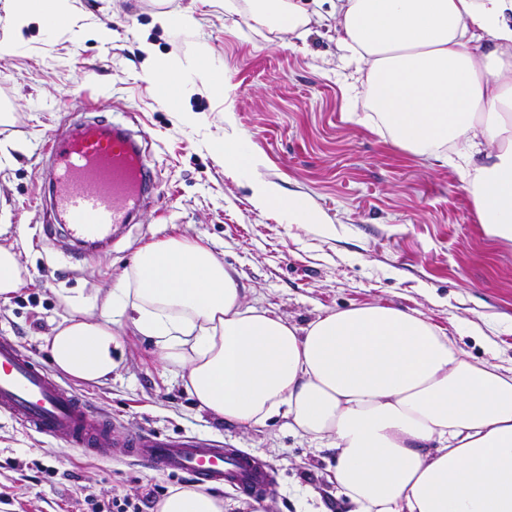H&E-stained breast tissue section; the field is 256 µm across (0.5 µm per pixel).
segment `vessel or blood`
Segmentation results:
<instances>
[{
	"label": "vessel or blood",
	"mask_w": 512,
	"mask_h": 512,
	"mask_svg": "<svg viewBox=\"0 0 512 512\" xmlns=\"http://www.w3.org/2000/svg\"><path fill=\"white\" fill-rule=\"evenodd\" d=\"M56 206L78 245L106 244L115 227L129 223L143 197L148 165L133 137L101 120L47 137ZM45 436L99 458H135L162 473H188L200 485L237 487L250 495L270 490L271 468L222 441L199 436L166 438L154 433L113 437L112 423L36 364L12 338L0 336V412Z\"/></svg>",
	"instance_id": "1"
}]
</instances>
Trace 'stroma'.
I'll use <instances>...</instances> for the list:
<instances>
[{
	"label": "stroma",
	"instance_id": "1",
	"mask_svg": "<svg viewBox=\"0 0 512 512\" xmlns=\"http://www.w3.org/2000/svg\"><path fill=\"white\" fill-rule=\"evenodd\" d=\"M112 41L31 28L0 58V245L13 248L26 283L0 299V335L50 365L46 338L72 297L93 298L118 281L144 245L197 240L249 288L250 300L297 325L328 310L379 301L423 312L474 359L512 366V240L486 234L459 173L397 146L352 113L345 86L355 70L328 23L283 34L251 17L250 0H75ZM191 14L168 29L157 12ZM179 61L187 96L166 108L141 77V40ZM206 60L218 95L197 75ZM104 119L135 133L153 173L148 203L111 247L70 259L74 245L51 203L47 130ZM237 137L255 166L229 173L216 158ZM266 181L301 195L323 216L295 224L251 203ZM124 356L99 384H65L111 417L118 432L202 435L253 455L275 472L269 492L218 488L225 512H352L330 482L334 464L282 422L249 430L199 407L179 370L155 347L124 336ZM121 457L96 458L0 414V512H91L113 500L166 496L190 484Z\"/></svg>",
	"mask_w": 512,
	"mask_h": 512
}]
</instances>
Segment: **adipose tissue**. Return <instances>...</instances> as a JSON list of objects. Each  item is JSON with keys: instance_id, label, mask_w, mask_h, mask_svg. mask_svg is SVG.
I'll use <instances>...</instances> for the list:
<instances>
[{"instance_id": "1", "label": "adipose tissue", "mask_w": 512, "mask_h": 512, "mask_svg": "<svg viewBox=\"0 0 512 512\" xmlns=\"http://www.w3.org/2000/svg\"><path fill=\"white\" fill-rule=\"evenodd\" d=\"M0 58L32 25L74 23L71 0H8ZM260 24L292 32L299 0H253ZM338 43L365 74V107L401 148L453 166L488 235L512 240V0H336ZM144 75L178 108L177 65L143 45ZM252 204L320 223L300 196L256 185ZM47 336L61 372L100 383L122 350L116 320L183 370L201 408L242 428L284 420L335 453L332 481L354 512H512V368L451 341L423 313L383 303L306 325L247 304L234 270L205 244L142 247L102 300L80 299ZM158 512H224L192 485Z\"/></svg>"}]
</instances>
